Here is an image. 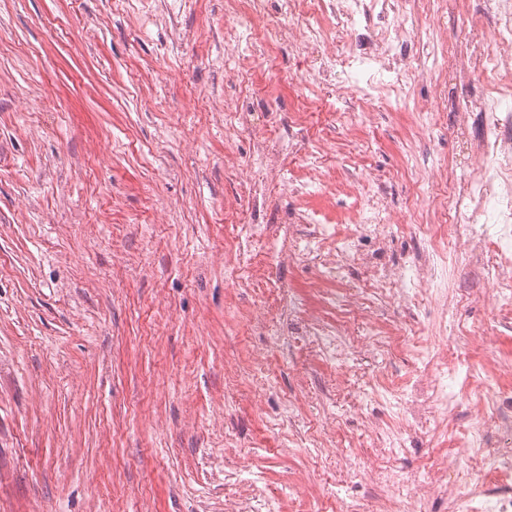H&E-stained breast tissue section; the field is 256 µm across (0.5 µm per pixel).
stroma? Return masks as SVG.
Instances as JSON below:
<instances>
[{"instance_id":"35a3bbf8","label":"stroma","mask_w":512,"mask_h":512,"mask_svg":"<svg viewBox=\"0 0 512 512\" xmlns=\"http://www.w3.org/2000/svg\"><path fill=\"white\" fill-rule=\"evenodd\" d=\"M488 14L486 0L439 22L416 7L410 46L436 83L349 74L340 102L299 97L303 62L284 50L252 48L247 78L226 81L224 0H0V512H225L252 483L276 512H371L381 468L425 475L450 453L476 424L468 384L440 442L392 458L361 437L399 429L418 349L469 370L512 362V311L463 301L491 287L462 264L448 320L410 327L375 298L380 323L408 332L383 352L347 348L341 370L279 335V309L249 322L256 297L225 280L224 246L251 172L226 179L224 156L249 161L256 139L228 128L224 105L259 104L261 127L305 108L332 178L303 198L280 187L283 209L343 226L379 178L401 209L416 190L402 171L428 146L463 173L455 112L427 105L438 83L452 104L497 90L489 71L448 77L449 51ZM347 105L358 125L335 128ZM318 273L278 271L332 324Z\"/></svg>"}]
</instances>
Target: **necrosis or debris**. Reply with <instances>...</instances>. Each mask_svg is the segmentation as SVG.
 I'll use <instances>...</instances> for the list:
<instances>
[{
    "label": "necrosis or debris",
    "instance_id": "obj_1",
    "mask_svg": "<svg viewBox=\"0 0 512 512\" xmlns=\"http://www.w3.org/2000/svg\"><path fill=\"white\" fill-rule=\"evenodd\" d=\"M412 0H282L277 16H269L267 0H229L224 10V44L233 46L243 40L255 41L270 50L289 45L307 67L297 82L331 98L341 96L336 82V63L374 65L376 75H384L387 63H395L405 75L429 80L433 70L426 61L409 56L403 39L413 24ZM363 26L355 50L341 52L336 38L339 25ZM466 50L457 54L452 68L458 78L471 72L491 70L512 82V0H491V16L473 28L465 43ZM456 132L469 145L470 172L464 180H452L446 164L428 169L424 184L438 187L451 184L449 195L438 199L433 208L413 202L403 220L393 212L366 205L363 198L354 202V225L341 229L327 223L314 210L295 213L288 222L274 225L279 250L263 251L231 245L224 254V266L234 272L248 268V287L259 304L276 303L297 318L299 333L314 337L320 353L336 360L344 352L335 331L329 330L319 313L303 310L291 297L285 284L273 271L285 259L320 258V275L314 284L323 297L338 307H359L361 321L368 327L358 346L384 349L392 337L373 328V316L366 302L357 294L341 289L345 268L363 260V242L378 236L398 223H424L426 252L418 268L397 274L399 296L411 311L419 315L420 301L427 298L424 288L434 274L439 260L451 258L487 268L493 279L512 274V93L471 98L456 107ZM493 221L497 241L493 255H486L477 243L466 242L467 225L478 220ZM403 420L396 435L388 436L389 447L400 448L404 437L418 420H428L432 430L447 425L458 400L448 382V354L434 349L423 371L402 391ZM482 426L469 430L457 453L466 466L465 474L448 476V461H433L432 481L415 480L411 495L401 492V482L392 469H385L378 497L379 512H427L430 496L440 495L448 502V512H512V488L504 477L512 475V448L488 453L484 450Z\"/></svg>",
    "mask_w": 512,
    "mask_h": 512
}]
</instances>
